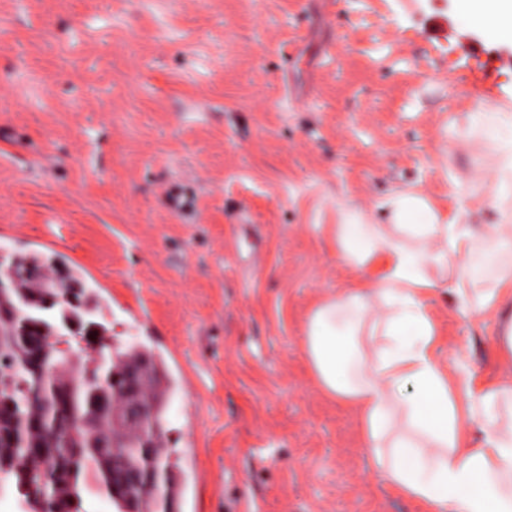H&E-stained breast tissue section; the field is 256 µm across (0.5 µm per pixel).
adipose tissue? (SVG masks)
<instances>
[{"instance_id": "obj_1", "label": "adipose tissue", "mask_w": 512, "mask_h": 512, "mask_svg": "<svg viewBox=\"0 0 512 512\" xmlns=\"http://www.w3.org/2000/svg\"><path fill=\"white\" fill-rule=\"evenodd\" d=\"M455 10L479 20L485 38L512 40V0H455ZM465 128L480 132L496 158L487 201L499 205L512 194V114L471 112ZM451 195L446 213L413 191L384 197L375 208L388 229L346 205L336 242L358 284L312 309L304 352L320 390L355 410L363 446L392 490L421 512H512V427L499 425L512 390L450 369L429 311L430 298L448 288L470 312L491 306L494 293L472 297L463 286L492 263L512 281V214L501 213L477 256L471 201L456 186ZM448 266L452 284L427 273Z\"/></svg>"}]
</instances>
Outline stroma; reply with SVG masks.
<instances>
[{
	"label": "stroma",
	"mask_w": 512,
	"mask_h": 512,
	"mask_svg": "<svg viewBox=\"0 0 512 512\" xmlns=\"http://www.w3.org/2000/svg\"><path fill=\"white\" fill-rule=\"evenodd\" d=\"M484 42L454 0H0V246L79 270L115 344L175 386L178 512H417L305 360L309 312L352 286L342 206L492 160L460 77ZM449 365L505 381L491 314L436 297Z\"/></svg>",
	"instance_id": "obj_1"
}]
</instances>
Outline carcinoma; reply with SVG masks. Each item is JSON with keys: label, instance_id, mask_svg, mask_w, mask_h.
<instances>
[{"label": "carcinoma", "instance_id": "obj_1", "mask_svg": "<svg viewBox=\"0 0 512 512\" xmlns=\"http://www.w3.org/2000/svg\"><path fill=\"white\" fill-rule=\"evenodd\" d=\"M38 270L50 273L55 268L51 260L34 256L0 261V281H9L0 289V472L13 478L18 495H34L42 512H61L63 504L82 512L84 492L93 489L115 501L117 475L134 468L143 449L166 438L175 388L164 363L143 346L108 355V372L93 381L73 378L55 386L26 369L39 352L60 366L71 368L76 362L78 371L87 369V359L78 354L64 359L51 341L57 326L70 318L93 340L102 343L109 333L95 289L70 275L50 300L43 288L45 276L33 275ZM70 283L81 287L83 306L67 300ZM141 358L152 362L154 394L141 400L143 434H127L112 412V373L124 372ZM159 466L164 473L161 497L144 485L124 489L145 512L156 507L163 512L179 495L177 462L164 451Z\"/></svg>", "mask_w": 512, "mask_h": 512}]
</instances>
